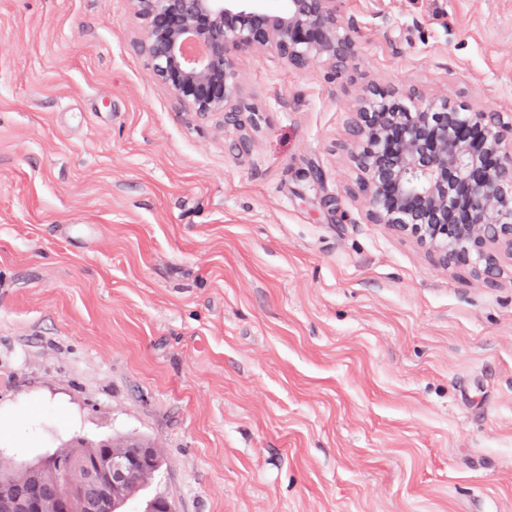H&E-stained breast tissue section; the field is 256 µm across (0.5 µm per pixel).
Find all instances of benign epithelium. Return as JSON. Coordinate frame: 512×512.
<instances>
[{"label":"benign epithelium","instance_id":"obj_1","mask_svg":"<svg viewBox=\"0 0 512 512\" xmlns=\"http://www.w3.org/2000/svg\"><path fill=\"white\" fill-rule=\"evenodd\" d=\"M131 0L150 18L140 44L156 79L181 103L224 127L242 128L255 113L241 109L239 59L268 52L296 70L319 60L329 78L356 51L357 20L343 0ZM498 112L452 104L410 89H365L349 125L374 224L416 237L447 268L465 265L494 286L498 254L512 256V141ZM161 457L152 442L135 451L89 458L80 493L58 455L22 463L54 480L34 482L0 512H118L127 489L154 474Z\"/></svg>","mask_w":512,"mask_h":512}]
</instances>
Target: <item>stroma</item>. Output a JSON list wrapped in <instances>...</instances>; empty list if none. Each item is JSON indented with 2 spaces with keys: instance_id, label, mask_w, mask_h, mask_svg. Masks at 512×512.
<instances>
[{
  "instance_id": "35a3bbf8",
  "label": "stroma",
  "mask_w": 512,
  "mask_h": 512,
  "mask_svg": "<svg viewBox=\"0 0 512 512\" xmlns=\"http://www.w3.org/2000/svg\"><path fill=\"white\" fill-rule=\"evenodd\" d=\"M343 6L335 81L242 56L239 159L130 0H0V464L141 438L126 512H512V258L370 223L348 134L369 86L511 115L512 0Z\"/></svg>"
}]
</instances>
